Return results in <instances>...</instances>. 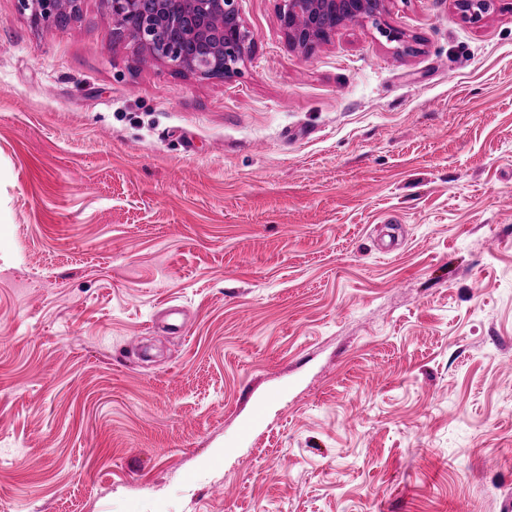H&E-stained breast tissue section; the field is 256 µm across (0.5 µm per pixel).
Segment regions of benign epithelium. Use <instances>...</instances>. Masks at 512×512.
<instances>
[{"label":"benign epithelium","instance_id":"obj_1","mask_svg":"<svg viewBox=\"0 0 512 512\" xmlns=\"http://www.w3.org/2000/svg\"><path fill=\"white\" fill-rule=\"evenodd\" d=\"M106 2L116 36L138 45L150 61L163 62L202 79L239 74L240 65L256 46L239 0H152L147 10L140 0ZM20 3L36 20L63 25L77 11L79 0ZM453 5L463 18L478 23L492 8L493 0H453ZM385 12L386 0H277V17L288 47L305 55L354 17L374 23L390 41L404 40L401 31L381 23ZM165 27L174 29L173 38L157 40L158 31Z\"/></svg>","mask_w":512,"mask_h":512}]
</instances>
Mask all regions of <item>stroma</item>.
<instances>
[{
  "mask_svg": "<svg viewBox=\"0 0 512 512\" xmlns=\"http://www.w3.org/2000/svg\"><path fill=\"white\" fill-rule=\"evenodd\" d=\"M203 80L0 0V512H507L512 0Z\"/></svg>",
  "mask_w": 512,
  "mask_h": 512,
  "instance_id": "35a3bbf8",
  "label": "stroma"
}]
</instances>
